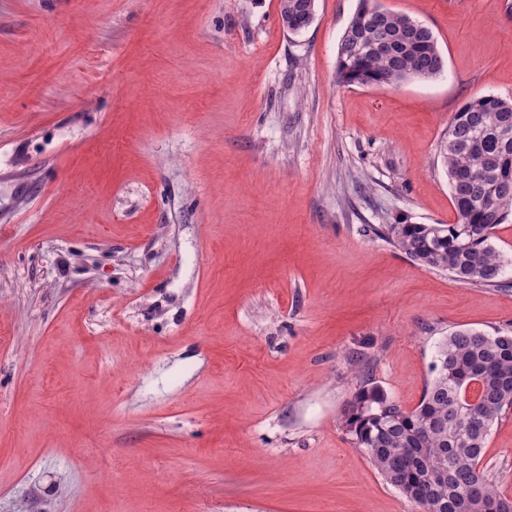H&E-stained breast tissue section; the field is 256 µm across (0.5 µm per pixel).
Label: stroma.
<instances>
[{
  "label": "stroma",
  "instance_id": "obj_1",
  "mask_svg": "<svg viewBox=\"0 0 512 512\" xmlns=\"http://www.w3.org/2000/svg\"><path fill=\"white\" fill-rule=\"evenodd\" d=\"M379 2L439 76L338 84L358 0L296 33L280 0H0V512H418L341 417L512 330V218L498 287L374 230L456 223L438 145L512 99V0ZM482 465L512 496V415Z\"/></svg>",
  "mask_w": 512,
  "mask_h": 512
}]
</instances>
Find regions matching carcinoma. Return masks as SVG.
<instances>
[{
    "instance_id": "obj_1",
    "label": "carcinoma",
    "mask_w": 512,
    "mask_h": 512,
    "mask_svg": "<svg viewBox=\"0 0 512 512\" xmlns=\"http://www.w3.org/2000/svg\"><path fill=\"white\" fill-rule=\"evenodd\" d=\"M378 0H359L340 41L341 85H396L444 70L433 33L412 18L365 13ZM283 25L307 27L315 0H281ZM448 171L455 224H389L380 235L417 264L455 280L497 286L505 259L492 243L512 215V99L482 95L454 114L440 146ZM436 376L411 411L400 408L369 378L344 413L354 443L367 451L387 482L420 512H512V497L481 467L495 422L512 413V333L458 329L440 344Z\"/></svg>"
}]
</instances>
